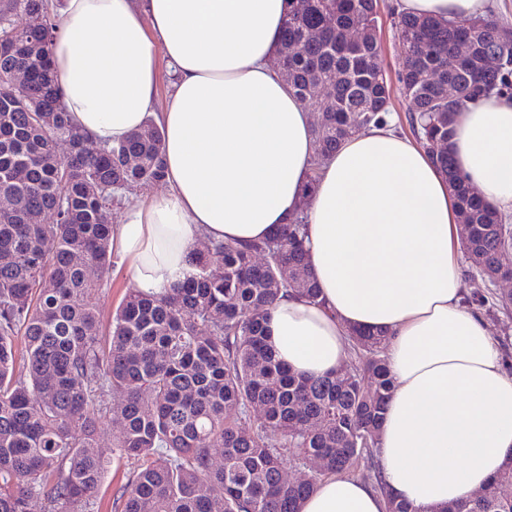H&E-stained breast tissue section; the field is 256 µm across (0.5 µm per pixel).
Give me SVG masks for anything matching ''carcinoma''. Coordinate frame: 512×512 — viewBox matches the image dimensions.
I'll list each match as a JSON object with an SVG mask.
<instances>
[{"mask_svg": "<svg viewBox=\"0 0 512 512\" xmlns=\"http://www.w3.org/2000/svg\"><path fill=\"white\" fill-rule=\"evenodd\" d=\"M42 12L33 59L14 48L15 17ZM334 17L336 31L322 29ZM378 0H292L279 58L305 102L316 81H336L334 102L314 126L316 157L306 190L336 149L392 112L393 93L413 106L415 141H449L455 113L476 99L512 95V41L488 16L441 21L404 13L392 25L406 57L397 86L386 78ZM359 28L362 39L343 32ZM45 0H0V70L25 64L31 96L58 105L49 65L55 39ZM469 45L461 55L457 46ZM499 64L486 65L490 52ZM49 121L0 115V512H87L108 471L96 445L101 416L119 422L116 448L137 469L122 512H300L325 474L373 455L393 382L386 338L352 332L362 366L312 378L285 369L266 347L265 321L280 294L319 300L303 243L304 212L266 241L217 244L196 253L193 272L164 294L131 288L112 314L109 338L80 297L101 287L85 266H112V198L162 181L163 134L148 121L117 145H95L62 109ZM67 140L72 154L56 153ZM472 224L462 248L479 256L487 286L512 268V224L457 172L449 151L430 153ZM54 212L46 224L34 217ZM24 340L16 357L15 340ZM262 415L249 423L250 408ZM223 449L221 464L210 449ZM320 460L298 484L281 472ZM469 512H512V501L477 500Z\"/></svg>", "mask_w": 512, "mask_h": 512, "instance_id": "cac0c4a2", "label": "carcinoma"}]
</instances>
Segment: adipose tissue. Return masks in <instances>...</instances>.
<instances>
[{"label": "adipose tissue", "mask_w": 512, "mask_h": 512, "mask_svg": "<svg viewBox=\"0 0 512 512\" xmlns=\"http://www.w3.org/2000/svg\"><path fill=\"white\" fill-rule=\"evenodd\" d=\"M59 103L89 140L115 145L161 129L164 193L128 205L112 250L137 288L164 293L201 242L268 238L305 211L318 303L287 293L267 323L290 371L348 363L351 332L386 334L394 392L374 453L383 487L320 477L301 512H387V499L436 512L486 488L512 457V375L463 305L460 211L428 153L392 123L346 140L304 199L313 118L275 68L289 0H53ZM409 15L465 20L485 0H399ZM167 67L171 90L158 93ZM457 171L512 214V97L458 113Z\"/></svg>", "instance_id": "ef3b65f1"}]
</instances>
